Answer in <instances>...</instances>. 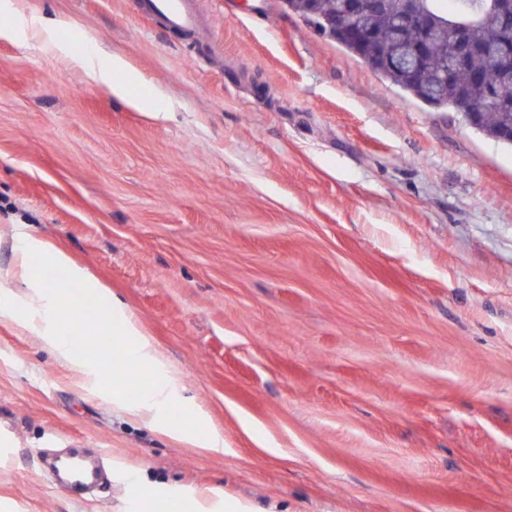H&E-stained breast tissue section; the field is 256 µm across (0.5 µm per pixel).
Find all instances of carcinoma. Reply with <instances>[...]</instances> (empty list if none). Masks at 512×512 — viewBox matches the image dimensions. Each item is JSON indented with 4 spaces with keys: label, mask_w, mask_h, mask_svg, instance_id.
Instances as JSON below:
<instances>
[{
    "label": "carcinoma",
    "mask_w": 512,
    "mask_h": 512,
    "mask_svg": "<svg viewBox=\"0 0 512 512\" xmlns=\"http://www.w3.org/2000/svg\"><path fill=\"white\" fill-rule=\"evenodd\" d=\"M292 13L306 17L311 11L328 19L343 15L342 0H290ZM488 0H419L417 12L434 27L430 52L422 62L429 73L425 85L407 72L394 69L381 76L406 95L430 107L455 110L461 99L477 113L473 127L498 140L512 128V74H503L491 50L512 47V17L485 22L478 7ZM402 0H378L363 16L347 22L372 29L378 38L367 48L370 57L395 56L400 45L393 37Z\"/></svg>",
    "instance_id": "carcinoma-1"
}]
</instances>
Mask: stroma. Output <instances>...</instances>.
<instances>
[{
    "mask_svg": "<svg viewBox=\"0 0 512 512\" xmlns=\"http://www.w3.org/2000/svg\"><path fill=\"white\" fill-rule=\"evenodd\" d=\"M195 7L192 42L133 0L0 9V282L18 232L68 254L224 450L0 318V512H512V147L280 0ZM66 448L108 449L111 482L51 486ZM88 66L92 77L101 84L107 85L114 94L122 95L123 87L115 84L112 80V72L118 69H123L124 64L120 59L110 58L107 60H94L89 59L84 62Z\"/></svg>",
    "mask_w": 512,
    "mask_h": 512,
    "instance_id": "1",
    "label": "stroma"
}]
</instances>
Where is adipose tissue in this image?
Returning a JSON list of instances; mask_svg holds the SVG:
<instances>
[{
  "label": "adipose tissue",
  "mask_w": 512,
  "mask_h": 512,
  "mask_svg": "<svg viewBox=\"0 0 512 512\" xmlns=\"http://www.w3.org/2000/svg\"><path fill=\"white\" fill-rule=\"evenodd\" d=\"M12 252L24 289L18 292L0 283L1 317L14 321L55 350L60 358L87 378L93 394L109 395L113 404L126 407L130 415L146 422L158 433L212 452L223 451L221 436L207 427L202 414H194L192 423L185 427L173 423V411L188 407L187 402L176 397L177 377L164 369L152 338L135 324L109 288L86 270L73 266L65 253L48 249L44 242L32 235L15 236ZM41 265L65 271L68 281L80 288L99 311L93 330L101 335L123 337L126 363L150 375L151 380L144 386L136 404L127 405L122 395L109 391L101 380L100 359L90 357L80 341L63 335L62 323L67 318L77 317L80 309L71 305L63 293L54 291L52 285L39 275L37 268Z\"/></svg>",
  "instance_id": "ef3b65f1"
}]
</instances>
